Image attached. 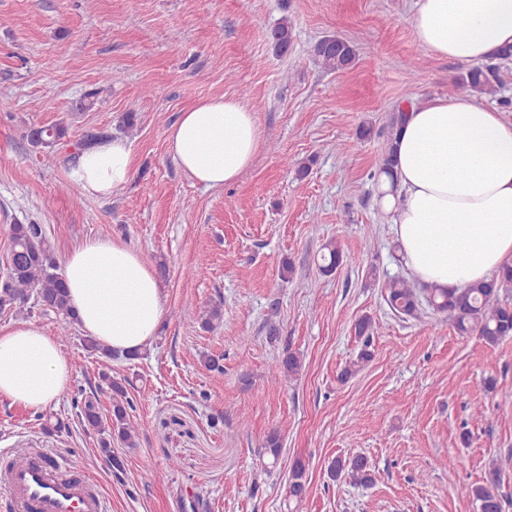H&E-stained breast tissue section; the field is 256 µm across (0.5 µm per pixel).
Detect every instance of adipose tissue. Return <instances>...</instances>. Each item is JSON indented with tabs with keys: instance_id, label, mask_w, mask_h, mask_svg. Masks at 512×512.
Returning a JSON list of instances; mask_svg holds the SVG:
<instances>
[{
	"instance_id": "ef3b65f1",
	"label": "adipose tissue",
	"mask_w": 512,
	"mask_h": 512,
	"mask_svg": "<svg viewBox=\"0 0 512 512\" xmlns=\"http://www.w3.org/2000/svg\"><path fill=\"white\" fill-rule=\"evenodd\" d=\"M410 24L426 50L486 62L512 46V0H414ZM391 143L393 173L377 172L378 204L413 278L423 288L459 290L512 265V121L477 95L415 100ZM261 131L237 98L214 97L182 112L168 148L207 188L233 184L254 158ZM122 140L83 150L70 180L107 196L131 177ZM62 277L85 335L122 355L149 347L163 317L160 282L141 254L119 241L84 240ZM71 365L56 337L21 322L0 333V397L40 411L58 401Z\"/></svg>"
}]
</instances>
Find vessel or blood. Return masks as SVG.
I'll return each instance as SVG.
<instances>
[{"label": "vessel or blood", "mask_w": 512, "mask_h": 512, "mask_svg": "<svg viewBox=\"0 0 512 512\" xmlns=\"http://www.w3.org/2000/svg\"><path fill=\"white\" fill-rule=\"evenodd\" d=\"M0 486L14 512H106L97 486L44 451L0 458Z\"/></svg>", "instance_id": "obj_1"}]
</instances>
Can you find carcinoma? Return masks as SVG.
I'll return each mask as SVG.
<instances>
[{
  "mask_svg": "<svg viewBox=\"0 0 512 512\" xmlns=\"http://www.w3.org/2000/svg\"><path fill=\"white\" fill-rule=\"evenodd\" d=\"M293 24L282 22L271 33L272 41L281 53L288 52L292 43ZM315 58L330 70H344L354 65L357 52L355 47L340 36H328L318 40L312 47ZM468 90L480 95L495 92L488 70L475 66L466 72L451 90ZM67 135L66 127L53 124L30 132L32 143L42 148V161L49 164L55 159L56 146ZM324 273L335 271L343 261L341 249L330 240L322 245ZM512 288V267L495 274L487 284L478 283L450 294L440 288H416L403 279H392L386 284V302L397 315L416 318L423 308L435 313H446L453 327L462 335L475 334L486 344L494 346L512 336V304L502 301L500 293ZM39 298L44 311H52L65 318H72L68 294L43 225L29 222L11 226V248L6 269L0 274V310L14 313L30 312L31 296ZM300 357L286 349L278 359V369L291 377L300 372ZM106 384L112 410L103 416L96 396H87L76 402L77 417L87 430L100 436L102 454L111 463L114 473L123 469L122 461L112 455V439L119 440L128 448L137 446L139 429L133 419L134 403L129 396L125 378H114L106 371L101 372ZM282 451V440L278 431L269 432L264 441L261 457L264 471L277 467ZM331 479H347L353 484L367 485L373 481L365 458L338 456L328 465ZM501 468H490L483 482L469 488L468 495L476 512H502V503L497 493ZM308 492V478L304 464L293 463L289 476L290 500L300 506Z\"/></svg>",
  "mask_w": 512,
  "mask_h": 512,
  "instance_id": "carcinoma-1",
  "label": "carcinoma"
}]
</instances>
